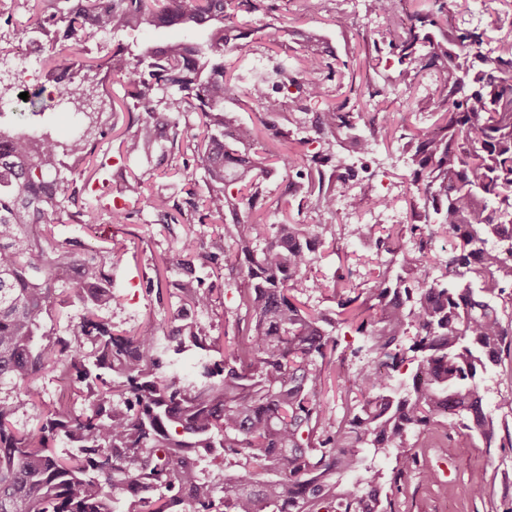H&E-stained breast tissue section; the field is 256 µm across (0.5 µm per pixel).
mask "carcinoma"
I'll use <instances>...</instances> for the list:
<instances>
[{"instance_id":"carcinoma-1","label":"carcinoma","mask_w":512,"mask_h":512,"mask_svg":"<svg viewBox=\"0 0 512 512\" xmlns=\"http://www.w3.org/2000/svg\"><path fill=\"white\" fill-rule=\"evenodd\" d=\"M403 4L363 0L366 19L387 23L363 36L372 70L389 62L383 85L352 84L316 112L310 103L329 96L339 63L314 35L297 69L280 64L245 86L227 76L224 52L255 34L282 43L287 29L266 0H34L28 24L6 18L14 41L47 49L46 80L71 99L88 68L72 43L142 28L207 32L204 42H119L98 57L96 85L121 78L126 155L175 151L183 171L201 174L203 191L191 181L181 202L144 204L166 226L198 214L213 250L188 234L169 259L181 279L166 344L150 317L114 329L98 312L119 305L112 268L123 253L52 230L66 216L97 223L93 207L68 212L85 171L63 165L59 148L83 161L98 141L0 129V512H396L385 485L401 471L389 477L376 460L400 457L409 436L465 429L497 442L481 381L512 350V312L498 305L512 288V47L490 49L486 30L450 23L456 0H433L406 24ZM258 14L268 21L254 27ZM426 73L438 83L417 111L435 122L404 126L379 113L376 97H397ZM92 99L82 94L77 110L103 140L115 125L98 124ZM227 99L258 104L279 148L225 112ZM189 112L196 132L180 123ZM343 138L363 156L400 143L419 197L409 228L361 221L394 199L342 167L332 145ZM276 163L287 187L273 197L261 177ZM340 209L355 218L351 237L374 239L379 271L364 291L338 277L330 316L304 298L329 289L315 263L336 238L308 218ZM278 215L286 222L267 221ZM438 224L453 244L431 258ZM222 269L236 303L226 349L195 318L220 298ZM76 301L83 314L60 327ZM342 325L361 338L354 354L364 363L337 419L320 395ZM188 350L196 363L186 377L178 355ZM46 373L78 386L82 407L43 400L35 381ZM27 405L30 429L16 419ZM58 443L73 452L57 454ZM205 457L224 475L200 468Z\"/></svg>"}]
</instances>
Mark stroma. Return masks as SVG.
Wrapping results in <instances>:
<instances>
[{"instance_id":"stroma-1","label":"stroma","mask_w":512,"mask_h":512,"mask_svg":"<svg viewBox=\"0 0 512 512\" xmlns=\"http://www.w3.org/2000/svg\"><path fill=\"white\" fill-rule=\"evenodd\" d=\"M455 22L462 27L487 29L490 47H497L504 32L490 29L489 23L496 15H512V0H458ZM347 0H321L318 12H305L300 0H291L286 11L279 17L288 29L281 46L268 49L255 41L243 49L226 52L224 61L232 74L241 83H250L267 75L279 62L297 65L300 33L314 32L320 35L325 47L339 60L348 62L356 74L357 84H365V44L362 40L367 26L365 19H358L356 26L341 28L336 24L338 13L346 11ZM24 83L0 85V126L4 128L33 127L52 131L58 137H69L73 132L72 112L61 111L58 97L53 89L42 94L44 108L32 114L20 95L27 91ZM124 124H117L114 133L101 140L94 156L84 160L87 168L96 169L97 174L82 195V204L99 211V221L94 231H86L79 224L64 223L56 230L71 237H90L98 247H118L124 250L122 262L113 269V280L121 299L108 317L113 324L130 329L146 318L164 321L168 318L169 306L157 301L149 293L150 282L161 281L164 289H172L178 277L177 270L156 274L155 269L163 259L170 257L187 231L209 239L208 227L197 224L195 219L163 229L156 224L154 213L144 208L135 194L120 191L112 174L123 167L129 174L152 171L146 184L152 194H162L178 199L184 187L183 175L177 174L179 165L175 155L153 153L152 157H129L122 153L119 143ZM357 169L361 177L369 181L376 192L396 195L394 207L402 215L403 223L411 221V205L416 191L410 188L398 153L377 151L362 157ZM121 207L131 215L122 224L112 221L113 207ZM347 215H339L335 248H324L318 262L326 281L344 276L360 288H368L377 266L374 261L375 248L372 243H355L344 230ZM338 349L341 357L337 362L327 391L322 397L326 408L341 412L348 379L358 360L351 354L359 344L358 337L348 328L338 331ZM488 409L497 422L512 424V356L505 357L501 367L489 372L483 382ZM385 470L401 469L402 476L390 494L395 499L399 512H512V448L485 446L463 432L445 434L433 432L420 440L417 447L409 449L406 459L383 460ZM435 472L436 481L425 478L426 472ZM482 483L486 494L481 498L469 497L465 489L472 483Z\"/></svg>"}]
</instances>
